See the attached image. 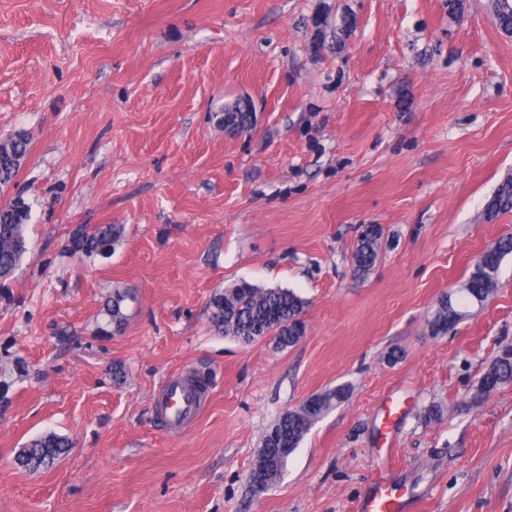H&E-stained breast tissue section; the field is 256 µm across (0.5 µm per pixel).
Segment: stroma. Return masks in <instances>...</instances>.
Wrapping results in <instances>:
<instances>
[{
  "label": "stroma",
  "mask_w": 512,
  "mask_h": 512,
  "mask_svg": "<svg viewBox=\"0 0 512 512\" xmlns=\"http://www.w3.org/2000/svg\"><path fill=\"white\" fill-rule=\"evenodd\" d=\"M490 4L0 0V136H31L0 194L32 207L0 283V512H355L388 448L405 512H512V384L478 392L512 346V254L484 305L428 327L512 235V211L485 210L512 175V37ZM240 97L256 121L229 136L220 109ZM97 224L125 227L111 254L66 252ZM371 224L382 247L358 277ZM242 279L306 300L296 346L212 328L210 297ZM116 286L136 299L104 336ZM185 371L207 401L173 435L154 400ZM339 386L255 493L269 425ZM47 431L69 452L20 467Z\"/></svg>",
  "instance_id": "1"
}]
</instances>
